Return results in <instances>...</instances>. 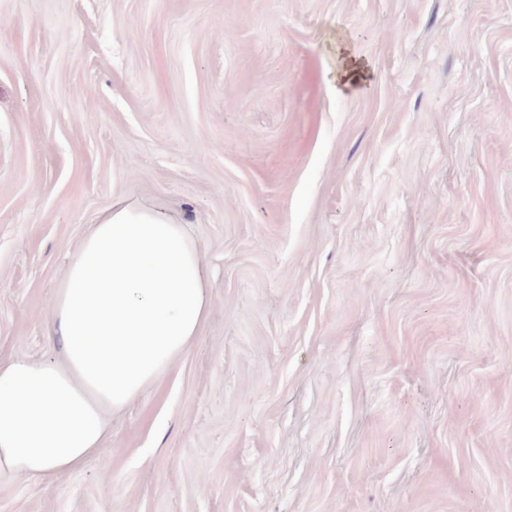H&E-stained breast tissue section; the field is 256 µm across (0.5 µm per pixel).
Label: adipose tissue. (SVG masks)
I'll return each mask as SVG.
<instances>
[{
  "label": "adipose tissue",
  "instance_id": "adipose-tissue-1",
  "mask_svg": "<svg viewBox=\"0 0 512 512\" xmlns=\"http://www.w3.org/2000/svg\"><path fill=\"white\" fill-rule=\"evenodd\" d=\"M202 254L172 216L116 196L51 305L60 365L0 363V474L51 477L102 450L109 411L145 394L209 311Z\"/></svg>",
  "mask_w": 512,
  "mask_h": 512
}]
</instances>
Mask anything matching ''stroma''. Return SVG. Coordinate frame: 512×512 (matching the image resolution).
<instances>
[{
    "label": "stroma",
    "instance_id": "stroma-1",
    "mask_svg": "<svg viewBox=\"0 0 512 512\" xmlns=\"http://www.w3.org/2000/svg\"><path fill=\"white\" fill-rule=\"evenodd\" d=\"M120 192L210 315L0 512H512V0H0V363Z\"/></svg>",
    "mask_w": 512,
    "mask_h": 512
}]
</instances>
